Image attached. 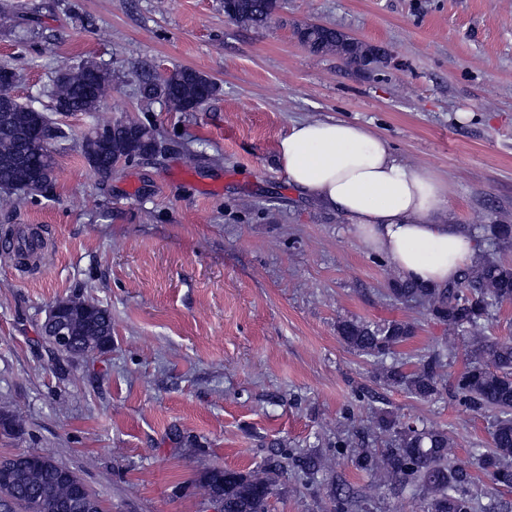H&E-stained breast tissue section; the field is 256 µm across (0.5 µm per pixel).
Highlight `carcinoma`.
<instances>
[{"mask_svg": "<svg viewBox=\"0 0 512 512\" xmlns=\"http://www.w3.org/2000/svg\"><path fill=\"white\" fill-rule=\"evenodd\" d=\"M224 14L231 21L253 28L265 27L276 13L278 0H224ZM295 36L313 54L336 50L344 33L334 28L294 29ZM99 65L82 60L55 75L51 100L56 111L94 112L112 89V72H98ZM18 74L8 64L0 65V207H10L20 193L16 164L26 158L29 166L43 172L37 196L53 191L56 182L55 145L64 138L40 109L13 105ZM217 92L216 84L203 73L186 67L171 70L160 80L144 75L141 94L148 100L161 99L173 112H196ZM108 138L102 142L97 130L80 143V154L97 175L112 174L116 159L129 161L141 156L144 147L159 140V132L143 123L117 122L106 125ZM474 264L448 285L435 288L411 279L391 283L390 298L418 309L426 319L448 326V332L471 334V355L464 369L448 380L444 369L452 358L447 346L430 347L407 354L399 351L416 332L413 322L390 320L382 323L346 320L337 326L344 343L372 359L385 385L405 391L423 402H439L444 395L476 413L493 417L492 447L477 448L473 459L496 492H512V338L478 336L481 328L505 304H512V263L499 250L512 245V225L494 224L484 238ZM92 321H74L77 344L57 353L68 362L94 353V347L112 333V313L91 301ZM379 427L390 433L384 448L358 445L336 437V454H346L355 465L373 477L378 487H398L418 502L419 512H499L500 504L482 502L472 492L475 477L463 463L448 460V431L424 422L403 423L380 418ZM276 464V477H258L250 472L215 469L206 475L208 494L224 499V512H268L276 492V478L299 470L311 478L326 471L329 459L297 452ZM82 482L76 474L61 480L36 466L21 468L15 456L0 458V512H62V506Z\"/></svg>", "mask_w": 512, "mask_h": 512, "instance_id": "carcinoma-1", "label": "carcinoma"}]
</instances>
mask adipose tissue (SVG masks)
Here are the masks:
<instances>
[{
    "label": "adipose tissue",
    "instance_id": "adipose-tissue-1",
    "mask_svg": "<svg viewBox=\"0 0 512 512\" xmlns=\"http://www.w3.org/2000/svg\"><path fill=\"white\" fill-rule=\"evenodd\" d=\"M276 159L304 197L348 218L400 277L442 286L475 261L472 239L446 221L447 184L396 157L381 136L344 120H303L278 141Z\"/></svg>",
    "mask_w": 512,
    "mask_h": 512
}]
</instances>
